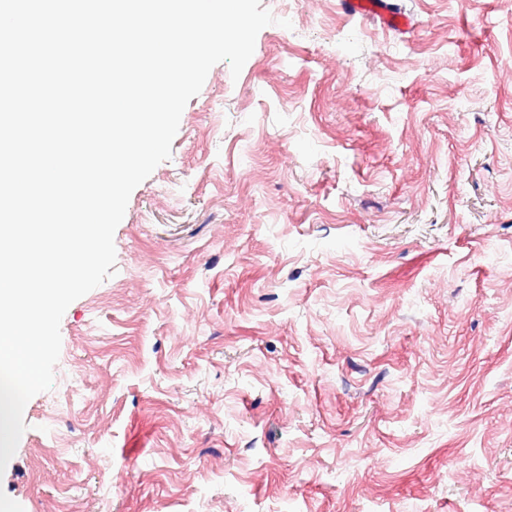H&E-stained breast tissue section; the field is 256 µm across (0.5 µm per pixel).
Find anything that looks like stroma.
Here are the masks:
<instances>
[{"label": "stroma", "instance_id": "1", "mask_svg": "<svg viewBox=\"0 0 512 512\" xmlns=\"http://www.w3.org/2000/svg\"><path fill=\"white\" fill-rule=\"evenodd\" d=\"M391 2L261 0L61 320L10 512H512V0ZM383 0H348L347 7L360 16H379L390 22L399 31L406 30L410 21L405 15L391 16L384 8Z\"/></svg>", "mask_w": 512, "mask_h": 512}]
</instances>
